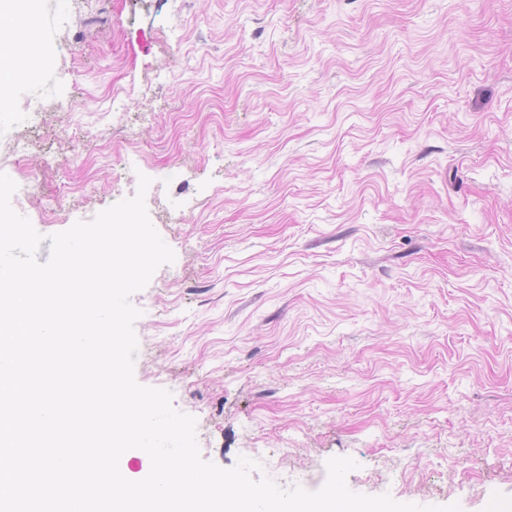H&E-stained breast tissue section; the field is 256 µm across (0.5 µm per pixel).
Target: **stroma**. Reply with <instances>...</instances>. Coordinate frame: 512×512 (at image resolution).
Listing matches in <instances>:
<instances>
[{
    "mask_svg": "<svg viewBox=\"0 0 512 512\" xmlns=\"http://www.w3.org/2000/svg\"><path fill=\"white\" fill-rule=\"evenodd\" d=\"M33 8L44 110L0 125V172L44 235L151 178L175 260L131 298L134 374L202 457L315 491L348 456L356 493L512 503V0ZM71 181L92 191L62 214Z\"/></svg>",
    "mask_w": 512,
    "mask_h": 512,
    "instance_id": "obj_1",
    "label": "stroma"
}]
</instances>
